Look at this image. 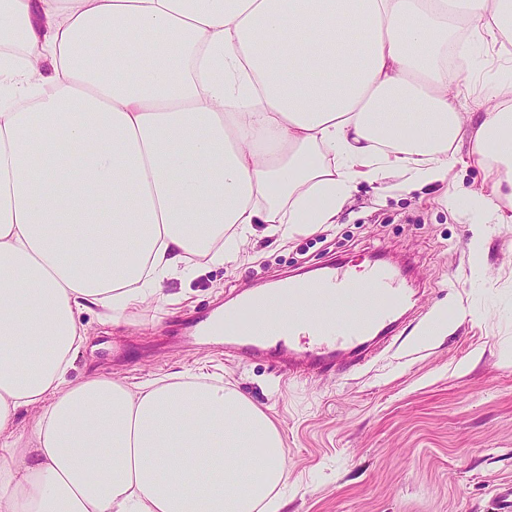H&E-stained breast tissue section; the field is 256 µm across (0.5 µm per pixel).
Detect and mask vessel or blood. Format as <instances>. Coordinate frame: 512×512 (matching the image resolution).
<instances>
[{"mask_svg":"<svg viewBox=\"0 0 512 512\" xmlns=\"http://www.w3.org/2000/svg\"><path fill=\"white\" fill-rule=\"evenodd\" d=\"M408 290L399 274L382 263L370 265L353 278L341 264L326 267L315 280L290 281L265 300L246 298L257 311L250 350L276 336L281 341L303 336L308 369L330 365L347 373L380 349L398 325L396 310Z\"/></svg>","mask_w":512,"mask_h":512,"instance_id":"vessel-or-blood-1","label":"vessel or blood"}]
</instances>
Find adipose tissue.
<instances>
[{
    "label": "adipose tissue",
    "instance_id": "adipose-tissue-1",
    "mask_svg": "<svg viewBox=\"0 0 512 512\" xmlns=\"http://www.w3.org/2000/svg\"><path fill=\"white\" fill-rule=\"evenodd\" d=\"M511 28L512 0H0V512H279L266 413L204 374L70 380L79 317L166 301L255 225L335 223L360 184L447 183L466 137L482 181L448 205L511 224ZM462 42L495 89L475 120Z\"/></svg>",
    "mask_w": 512,
    "mask_h": 512
}]
</instances>
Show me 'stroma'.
Segmentation results:
<instances>
[{
  "label": "stroma",
  "instance_id": "stroma-1",
  "mask_svg": "<svg viewBox=\"0 0 512 512\" xmlns=\"http://www.w3.org/2000/svg\"><path fill=\"white\" fill-rule=\"evenodd\" d=\"M446 188L362 184L335 223L289 237L257 225L244 259L165 284L119 324L90 309L70 378L135 387L206 372L268 414L288 472L280 512H500L512 490V224L475 235ZM383 254L414 272L407 317L371 364L288 374L280 352L240 356L187 327L249 291L334 260ZM444 332L430 336L432 320Z\"/></svg>",
  "mask_w": 512,
  "mask_h": 512
}]
</instances>
